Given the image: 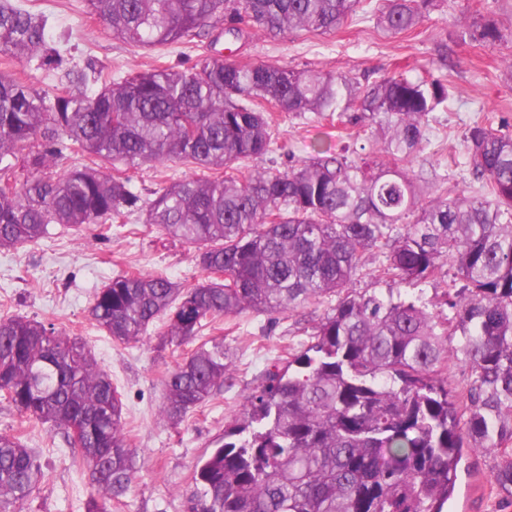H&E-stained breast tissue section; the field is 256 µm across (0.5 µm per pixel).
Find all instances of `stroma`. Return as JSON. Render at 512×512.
I'll return each mask as SVG.
<instances>
[{"label": "stroma", "instance_id": "obj_1", "mask_svg": "<svg viewBox=\"0 0 512 512\" xmlns=\"http://www.w3.org/2000/svg\"><path fill=\"white\" fill-rule=\"evenodd\" d=\"M36 4L44 11L48 34L63 55L61 68H41L36 62L0 52V72L49 93L63 68L84 70V90L90 94L101 87L99 70L116 76L155 67L183 70L199 54L229 46L234 47L233 58L238 62L276 61L324 72L349 70L372 80L387 72L417 75L437 68L445 51L455 63L448 79L456 105L438 113L429 133L431 143L414 162V170L429 180L446 179L458 194L474 195L477 185L458 164L464 131L472 123L487 122L512 134V86L501 79L502 61L512 54V44L485 47L463 44L455 37L460 26L483 7L512 29V0H443L428 20L396 38L372 21L357 18L333 34L294 32L273 40L255 32L234 41L222 22L206 38L156 49L115 39L103 23L86 18L82 0H36ZM320 142L335 150L355 149L368 139L361 126L347 118L318 124L283 117L274 152L246 163L245 168L285 169L300 164ZM194 253L192 245L166 237L138 216L108 231L95 224L79 232L55 224L48 238L0 249V317L23 315L55 324L68 336L81 339L122 394L135 473L127 493L110 503V512H185L197 458L223 435L225 421L261 386L272 365L286 359L289 346L307 340L313 323L325 311L315 304L291 313L247 312L221 321L220 334L233 355L232 384L179 425H169L161 420L159 407L165 378L180 354L158 350L155 326L137 342L112 340L94 325L90 308L95 292L124 271L161 274L174 281L204 280L206 274ZM0 432L21 435L28 447L42 451L46 462L42 484L18 512H84L87 481L73 465L56 427L27 422L0 400ZM498 461L490 452L464 458L451 503L453 512H512V505H499L490 491L488 479Z\"/></svg>", "mask_w": 512, "mask_h": 512}]
</instances>
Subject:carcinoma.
Returning <instances> with one entry per match:
<instances>
[{
  "label": "carcinoma",
  "instance_id": "1",
  "mask_svg": "<svg viewBox=\"0 0 512 512\" xmlns=\"http://www.w3.org/2000/svg\"><path fill=\"white\" fill-rule=\"evenodd\" d=\"M439 0H86L112 36L152 49L185 44L228 16L276 39L325 34L373 15L397 37ZM462 41L493 46L504 35L477 14ZM0 51L62 60L47 18L0 0ZM79 70L50 96L0 73V247L36 242L49 226L125 224L145 217L195 245L207 278L177 283L122 272L94 295L91 320L113 340L139 341L163 325L160 347L186 353L165 378L159 415L173 423L222 392L232 370L224 339L203 338L221 319L296 311L336 298L310 341L266 374L224 439L196 462L187 512H444L464 454L499 455L491 491L512 496V136L476 122L464 132L476 196L446 189L427 199L411 167L434 113L448 110V75L322 72L272 62L203 57L189 69L153 68L106 79L89 96ZM355 122L379 155L318 148L287 170L248 175L271 152L281 116ZM40 139L42 151L18 153ZM79 161L48 175L58 155ZM168 161L208 171L161 179L145 198L129 171ZM376 278L416 283L456 269L448 313L433 314L388 290L351 287L366 258ZM468 372L462 396L442 377ZM0 398L27 419L51 422L88 475L85 512H108L133 479L122 394L86 344L52 324L0 317ZM42 458L0 433V512L31 498Z\"/></svg>",
  "mask_w": 512,
  "mask_h": 512
}]
</instances>
